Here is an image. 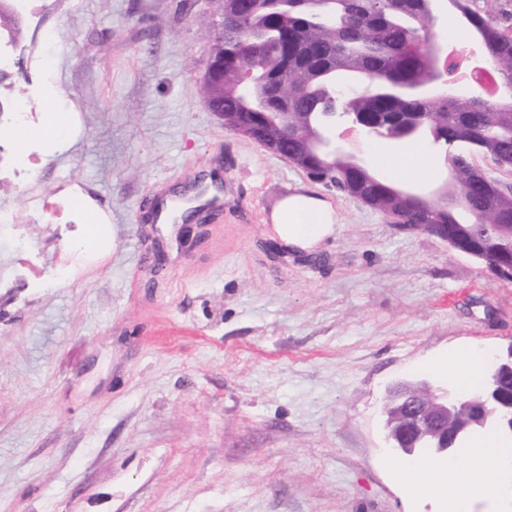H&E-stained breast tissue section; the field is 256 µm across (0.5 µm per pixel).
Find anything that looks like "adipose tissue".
<instances>
[{"mask_svg": "<svg viewBox=\"0 0 512 512\" xmlns=\"http://www.w3.org/2000/svg\"><path fill=\"white\" fill-rule=\"evenodd\" d=\"M276 231L288 245L309 249L323 237L333 233L336 223L330 204L307 193L297 192L286 197L273 216ZM490 359L487 351L471 347L449 355L448 378L460 395L471 394L486 374ZM481 458L492 459L497 467L496 483L475 481L472 465ZM448 495L461 503L479 494L494 492L497 484L512 480V453L500 450L496 439H484L479 447L448 464Z\"/></svg>", "mask_w": 512, "mask_h": 512, "instance_id": "1", "label": "adipose tissue"}]
</instances>
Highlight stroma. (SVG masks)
Masks as SVG:
<instances>
[{
  "mask_svg": "<svg viewBox=\"0 0 512 512\" xmlns=\"http://www.w3.org/2000/svg\"><path fill=\"white\" fill-rule=\"evenodd\" d=\"M218 0H70L22 27L50 75L0 86L61 112L40 168L0 178V512H512V495H415L389 448L400 381L450 349L512 342V284L226 130L202 96ZM204 175L201 246L142 225ZM339 228L274 255L280 201ZM48 209L32 212L28 193ZM102 227L90 242L85 209Z\"/></svg>",
  "mask_w": 512,
  "mask_h": 512,
  "instance_id": "stroma-1",
  "label": "stroma"
}]
</instances>
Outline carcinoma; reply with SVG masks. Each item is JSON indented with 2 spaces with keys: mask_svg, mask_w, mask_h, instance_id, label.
Masks as SVG:
<instances>
[{
  "mask_svg": "<svg viewBox=\"0 0 512 512\" xmlns=\"http://www.w3.org/2000/svg\"><path fill=\"white\" fill-rule=\"evenodd\" d=\"M426 0H225L224 35L213 34V50H224V79L203 84L206 101L226 112H250L242 94L241 68L251 66L272 77L274 94L268 111L293 113L291 126L311 130L324 108L329 78L375 76L380 82L346 101L350 112L380 116L389 122L414 117L448 143L454 182L471 189L472 219L462 240L476 246L492 269L512 266V239L489 232L488 224L512 222V196L496 180L478 173L472 159L488 154L512 157V106L500 100L481 103L467 98L427 101L405 95L400 88L420 84L429 76L425 49L435 18ZM448 13L472 30L482 49L494 58L500 76L512 84V10L494 9L479 0H447ZM341 191L363 194L371 207L390 217L398 212L425 230L423 208L397 199L373 172L353 171L336 160ZM428 209L448 235H459L453 202L435 201Z\"/></svg>",
  "mask_w": 512,
  "mask_h": 512,
  "instance_id": "obj_1",
  "label": "carcinoma"
}]
</instances>
